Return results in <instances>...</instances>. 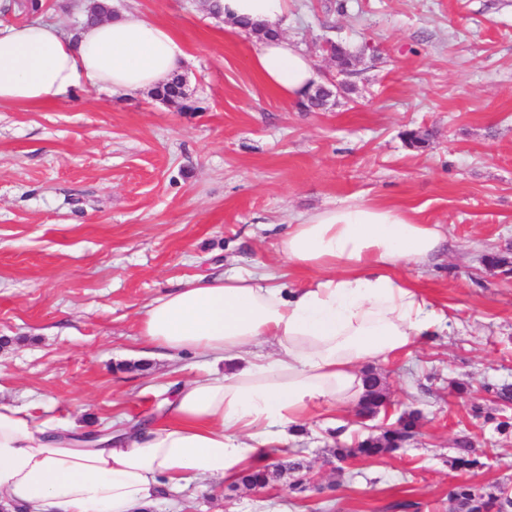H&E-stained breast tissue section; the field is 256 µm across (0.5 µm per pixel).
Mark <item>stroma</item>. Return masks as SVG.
Listing matches in <instances>:
<instances>
[{"instance_id": "obj_1", "label": "stroma", "mask_w": 512, "mask_h": 512, "mask_svg": "<svg viewBox=\"0 0 512 512\" xmlns=\"http://www.w3.org/2000/svg\"><path fill=\"white\" fill-rule=\"evenodd\" d=\"M84 3L1 9L0 22L70 35ZM111 5L171 28L204 109L96 89L0 106V403L63 428L149 417L205 360L143 343L145 304L203 273L305 281L276 250L287 225L381 203L446 228L439 255L397 274L449 329L373 366L392 416L421 412L416 434L381 458L340 461L337 445L387 423L354 406L317 414L291 444L309 467L304 491L286 474L259 490L195 480L161 490L149 512H456L459 482L512 485V430L496 423V392L512 387V0H291L286 35L317 78L347 86L320 112L267 87L250 66L254 38L207 0ZM326 37L372 48L341 75ZM463 437L481 468L452 467Z\"/></svg>"}]
</instances>
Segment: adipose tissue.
Masks as SVG:
<instances>
[{
    "instance_id": "obj_1",
    "label": "adipose tissue",
    "mask_w": 512,
    "mask_h": 512,
    "mask_svg": "<svg viewBox=\"0 0 512 512\" xmlns=\"http://www.w3.org/2000/svg\"><path fill=\"white\" fill-rule=\"evenodd\" d=\"M225 21L275 30L250 63L291 100L315 84L307 55L287 36L289 0H209ZM184 52L172 31L128 15L80 25L76 38L49 24L0 25V104L50 101L82 88L139 91L175 75ZM441 225L384 204L299 215L277 244L288 269L310 272L286 289L265 272L198 276L154 298L139 334L173 353L235 362L181 384L159 421L80 444L24 409L0 404V504L23 512H143L161 480L232 481L286 447L317 409L359 399L360 368L435 334L442 316L404 262L441 250ZM274 352H266L265 342Z\"/></svg>"
}]
</instances>
